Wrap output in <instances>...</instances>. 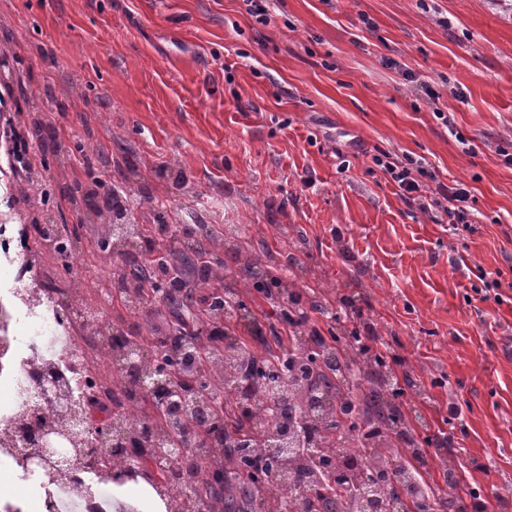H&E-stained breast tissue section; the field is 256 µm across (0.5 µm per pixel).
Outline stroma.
<instances>
[{
	"label": "stroma",
	"mask_w": 512,
	"mask_h": 512,
	"mask_svg": "<svg viewBox=\"0 0 512 512\" xmlns=\"http://www.w3.org/2000/svg\"><path fill=\"white\" fill-rule=\"evenodd\" d=\"M0 0L7 115L50 112L46 137L81 138L112 182L159 202L170 226H247L261 256L291 253L307 291L361 289L378 347L407 357L410 415L465 435L453 463L487 512H512V0ZM431 85L439 95L422 91ZM451 113L453 128L434 110ZM410 156L464 183L475 233L409 206L374 155ZM186 176L194 195L175 194ZM54 171L50 213L84 251L74 280L104 314L123 305L101 224H75ZM501 300H475L478 269Z\"/></svg>",
	"instance_id": "obj_1"
}]
</instances>
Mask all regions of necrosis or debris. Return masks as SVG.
<instances>
[{
    "label": "necrosis or debris",
    "instance_id": "1",
    "mask_svg": "<svg viewBox=\"0 0 512 512\" xmlns=\"http://www.w3.org/2000/svg\"><path fill=\"white\" fill-rule=\"evenodd\" d=\"M11 219V212L0 213V432L10 430L20 413L37 408L39 400L31 380L50 365L61 373H73L74 395L85 404V420L111 416L107 392L86 385L76 374L75 356L85 349L83 323L58 318L56 295L38 288V274L25 253L13 247L16 232ZM40 452L35 445L20 452L0 448V470H8L14 481L28 490L14 512H63L67 507L92 512L100 503H112L117 488L108 479L99 480L92 496L86 497L69 481L65 470H58L51 481L27 468L23 454Z\"/></svg>",
    "mask_w": 512,
    "mask_h": 512
}]
</instances>
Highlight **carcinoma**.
Here are the masks:
<instances>
[{
  "instance_id": "cac0c4a2",
  "label": "carcinoma",
  "mask_w": 512,
  "mask_h": 512,
  "mask_svg": "<svg viewBox=\"0 0 512 512\" xmlns=\"http://www.w3.org/2000/svg\"><path fill=\"white\" fill-rule=\"evenodd\" d=\"M81 150L79 139L58 140L41 149V165L59 166ZM14 162L26 172L15 191L36 213L30 223L35 238L54 244V257L61 265L77 238L65 225L51 220V194L36 180L28 152L17 153ZM67 191L72 200H80L86 222L97 224L104 219L110 203L94 176L73 181ZM105 241L108 254L122 261L114 288L125 311L132 315L145 304L159 301L168 307L172 321L162 344L150 342L124 319L86 324L92 350L112 353V375L123 378V385L112 392V404L118 408L135 404L141 419L130 428L117 414L105 434L98 436L93 428L77 431L73 447L84 449L86 463L72 471V482L81 483L85 468L98 462L97 450L108 448L111 472L137 458L139 467L149 473L165 512H211L218 502L224 504V512H312L315 507L320 512H377L379 508L384 512H463L464 502L479 498L472 488L462 493L453 490L457 477L446 459L442 461L446 489L434 487L429 499L406 476L408 464L400 449L430 446L435 438L421 435L426 430L423 423L418 430L408 426L403 384L409 380L399 379L391 354L368 341L361 314L362 292L339 297L334 311L319 300L310 301L313 309L334 315L335 332L323 336L304 329L289 342L277 344L271 362L236 353L227 336L211 334L207 355L199 360L193 348L202 336L198 327L184 319L185 304L179 299L186 288V275L195 273L201 282L224 279V295L213 293L206 299V324L218 323L233 311L259 336L263 323L240 299L236 284L249 282L276 309L280 324L289 327L298 324L297 309L306 296L299 283L308 271L291 261L261 264L248 242L230 227L221 237L204 224L187 226L175 234L170 249L156 251L148 246L143 225L128 221L125 207L112 210ZM217 362L224 367L221 382L238 392V397L224 411L211 410L212 421L189 445L185 426L208 409L205 401L213 394L212 368ZM159 364L178 371L184 392L180 402L166 408L160 405V396L141 385V378ZM286 382L313 386L305 412L315 422L316 433L305 455L287 454L283 448L294 444L293 406L285 401L275 414L266 413L248 427L238 419L216 424L224 413L246 408L259 387ZM58 419L57 414L41 413L29 421L21 415L9 439L18 444L23 439L30 441L36 429L52 427ZM129 439H138L148 448H164L173 441L189 451L176 460L158 461L127 447ZM224 446L238 467L222 469L224 482L215 487L201 473L212 468L209 449ZM258 452L267 457L265 470L252 465ZM350 459L369 476L371 485L359 502L339 481Z\"/></svg>"
}]
</instances>
